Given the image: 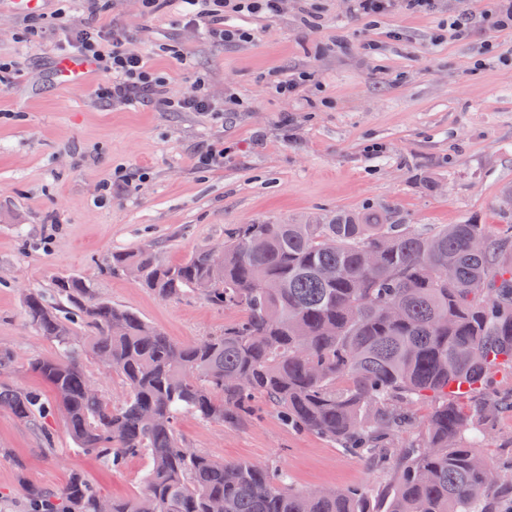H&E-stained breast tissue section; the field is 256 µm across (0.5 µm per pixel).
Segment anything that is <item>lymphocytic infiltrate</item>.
Here are the masks:
<instances>
[{"instance_id": "f902f5d3", "label": "lymphocytic infiltrate", "mask_w": 512, "mask_h": 512, "mask_svg": "<svg viewBox=\"0 0 512 512\" xmlns=\"http://www.w3.org/2000/svg\"><path fill=\"white\" fill-rule=\"evenodd\" d=\"M82 16L65 29L66 55L95 64L109 81L102 96L116 105L131 103L143 93L154 91L164 109L177 112H223V102L215 100L204 82L194 81L180 93H172L165 82L152 73L143 52L124 30L102 31L94 20L110 8V0H80ZM187 24L225 42L247 41L248 32L227 28L228 17L239 14L279 16L287 0H180Z\"/></svg>"}]
</instances>
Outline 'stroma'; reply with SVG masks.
Masks as SVG:
<instances>
[{
    "instance_id": "stroma-1",
    "label": "stroma",
    "mask_w": 512,
    "mask_h": 512,
    "mask_svg": "<svg viewBox=\"0 0 512 512\" xmlns=\"http://www.w3.org/2000/svg\"><path fill=\"white\" fill-rule=\"evenodd\" d=\"M45 0L37 31L0 0V59L18 65L0 79V348L15 355L11 379L46 385L28 368L55 347L32 331L22 293L58 275L92 278L99 295L188 344L239 314L195 295L162 300L121 275L101 273L115 250L153 246L177 263L223 240L238 224L327 220L339 212L389 215L404 224L512 222L501 193L512 187V28L494 26L502 0H434L427 11L377 19L350 0H288L278 17H232L248 42L211 39L177 6L145 11L114 0L98 27L125 28L171 92L202 79L224 103L219 114L163 112L143 99L115 107L106 80L54 75L66 18ZM463 19L462 31L449 24ZM186 57L182 70L178 57ZM299 79L295 93L268 91ZM223 144L220 168L199 154ZM53 447L0 409V512H25L26 489H56L78 471L114 498L144 492L146 457L118 472L78 449L55 418ZM191 447L224 461L276 463L291 489L379 492L394 475L277 413L237 425L178 421Z\"/></svg>"
}]
</instances>
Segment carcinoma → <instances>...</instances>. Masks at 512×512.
Returning <instances> with one entry per match:
<instances>
[{"instance_id": "carcinoma-1", "label": "carcinoma", "mask_w": 512, "mask_h": 512, "mask_svg": "<svg viewBox=\"0 0 512 512\" xmlns=\"http://www.w3.org/2000/svg\"><path fill=\"white\" fill-rule=\"evenodd\" d=\"M378 243L389 251L372 268L365 256ZM108 270L158 298L193 294L241 317L179 344L84 277L53 279L49 295L24 291L27 325L58 351L29 362L53 399L1 380L14 355L0 349V409L48 445L63 413L77 447L115 472L131 456L149 459L138 496L114 499L74 472L60 489L30 487L31 512H100L103 502L109 512H209L214 500L224 512H374L366 488L294 491L277 468L213 459L178 433L183 414L248 418L257 397L291 429L392 470L380 512H512V458L465 444L512 410V388L501 386L512 377L511 224L416 229L350 213L243 224L224 239L219 267L203 247L175 264L142 248L112 252ZM85 354L117 374L119 400L86 374Z\"/></svg>"}]
</instances>
